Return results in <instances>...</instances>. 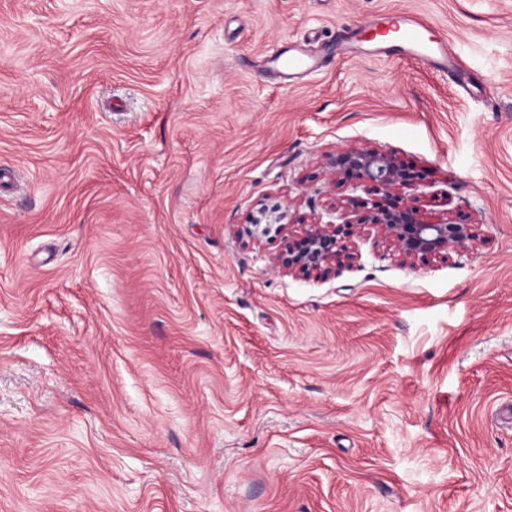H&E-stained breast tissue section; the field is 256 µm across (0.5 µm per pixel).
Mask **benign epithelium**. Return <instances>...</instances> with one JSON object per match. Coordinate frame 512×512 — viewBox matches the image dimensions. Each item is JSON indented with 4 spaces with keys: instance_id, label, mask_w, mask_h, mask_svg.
Returning a JSON list of instances; mask_svg holds the SVG:
<instances>
[{
    "instance_id": "7a95c632",
    "label": "benign epithelium",
    "mask_w": 512,
    "mask_h": 512,
    "mask_svg": "<svg viewBox=\"0 0 512 512\" xmlns=\"http://www.w3.org/2000/svg\"><path fill=\"white\" fill-rule=\"evenodd\" d=\"M329 175L338 184L353 179L366 184L381 195V200L371 204L355 198L347 200L354 218L339 224L309 223L307 218H300V230L282 238L274 261L279 271L318 278L351 265L356 259L355 238L366 226L389 242L393 255L412 263L446 261L479 241L477 225L428 222L417 207L396 194L414 175L392 152L347 149L330 161Z\"/></svg>"
}]
</instances>
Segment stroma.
I'll use <instances>...</instances> for the list:
<instances>
[{
  "label": "stroma",
  "mask_w": 512,
  "mask_h": 512,
  "mask_svg": "<svg viewBox=\"0 0 512 512\" xmlns=\"http://www.w3.org/2000/svg\"><path fill=\"white\" fill-rule=\"evenodd\" d=\"M427 20L477 79L362 45L300 82L273 49ZM393 152L412 264L274 269ZM0 512H512V0H0Z\"/></svg>",
  "instance_id": "35a3bbf8"
}]
</instances>
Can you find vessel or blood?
<instances>
[{"mask_svg": "<svg viewBox=\"0 0 512 512\" xmlns=\"http://www.w3.org/2000/svg\"><path fill=\"white\" fill-rule=\"evenodd\" d=\"M358 30L371 34L375 51L386 55L398 51L464 85L466 77L456 52L440 36L434 35L426 20L399 13H383L358 23ZM276 74L284 80L318 71L319 66L296 47L285 46L270 57Z\"/></svg>", "mask_w": 512, "mask_h": 512, "instance_id": "obj_1", "label": "vessel or blood"}]
</instances>
